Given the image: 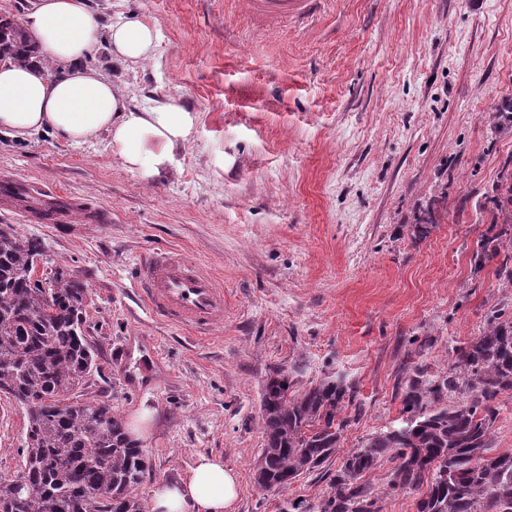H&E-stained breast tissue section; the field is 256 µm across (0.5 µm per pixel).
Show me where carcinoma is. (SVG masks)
Wrapping results in <instances>:
<instances>
[{
  "mask_svg": "<svg viewBox=\"0 0 512 512\" xmlns=\"http://www.w3.org/2000/svg\"><path fill=\"white\" fill-rule=\"evenodd\" d=\"M0 52L29 61L35 46L21 23L4 19ZM512 224V173L494 196L491 225ZM482 246L501 258L512 282V247ZM39 243L0 230V393L25 411L22 473L29 492L21 512H98L95 496L111 495L108 512H144L133 494L149 465L138 442L104 401L68 402L96 366L83 335L88 287L61 267L42 282L31 271ZM452 368L433 377L409 369L403 394L406 420L349 450L319 512H382L379 494L363 483L385 455L396 463L390 490L427 486L418 512H512V451L493 446L496 403L512 397V313L492 311L480 335L454 348ZM460 399L450 404L454 396ZM355 393L330 377L296 393L288 376L267 379L261 395L264 448L255 472L264 491L288 487L329 460ZM17 490L0 479V512H16Z\"/></svg>",
  "mask_w": 512,
  "mask_h": 512,
  "instance_id": "cac0c4a2",
  "label": "carcinoma"
}]
</instances>
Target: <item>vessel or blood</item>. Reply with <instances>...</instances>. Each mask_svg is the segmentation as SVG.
<instances>
[{
    "label": "vessel or blood",
    "mask_w": 512,
    "mask_h": 512,
    "mask_svg": "<svg viewBox=\"0 0 512 512\" xmlns=\"http://www.w3.org/2000/svg\"><path fill=\"white\" fill-rule=\"evenodd\" d=\"M309 0H249L254 13L277 18L306 11ZM135 283L147 306L164 321L203 338L224 320V286L206 268L176 249H160L141 256ZM142 343L126 344L122 355L131 384H142L151 372Z\"/></svg>",
    "instance_id": "obj_1"
}]
</instances>
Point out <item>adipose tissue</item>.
Instances as JSON below:
<instances>
[{"mask_svg": "<svg viewBox=\"0 0 512 512\" xmlns=\"http://www.w3.org/2000/svg\"><path fill=\"white\" fill-rule=\"evenodd\" d=\"M23 27L45 58L0 66V134L54 131L72 144L108 133L122 166L147 182L180 168V151L197 116L175 100L130 110L120 89L84 57L97 41L98 18L88 0H34ZM159 41L156 25L121 18L108 29L112 57L122 64L149 61ZM237 476L221 456L198 455L187 479L152 489V512H230Z\"/></svg>", "mask_w": 512, "mask_h": 512, "instance_id": "1", "label": "adipose tissue"}]
</instances>
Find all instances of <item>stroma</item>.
Returning a JSON list of instances; mask_svg holds the SVG:
<instances>
[{"instance_id":"stroma-1","label":"stroma","mask_w":512,"mask_h":512,"mask_svg":"<svg viewBox=\"0 0 512 512\" xmlns=\"http://www.w3.org/2000/svg\"><path fill=\"white\" fill-rule=\"evenodd\" d=\"M101 28L118 16L157 25L145 64L115 62L98 39L87 65L131 109L173 98L198 121L175 175L145 183L107 133L73 145L52 132L0 136V184L65 195L60 224L0 198V225L41 242L39 268L67 266L89 287L83 333L97 367L79 394L125 424L159 481L188 476L197 454L221 455L240 479L235 512H318L345 451L400 424L404 371L446 370L492 307L512 311L498 260H480L491 199L512 172V0H312L268 19L248 0H91ZM106 216L89 223V214ZM433 220L427 238L411 225ZM175 248L224 282V321L199 339L139 303L134 266ZM143 337L161 366L132 387L116 354ZM284 372L301 392L327 376L356 392L340 449L279 492L254 482L260 400ZM26 419L0 394V478L23 468ZM383 458L365 481L382 512H417L421 490H389Z\"/></svg>"}]
</instances>
